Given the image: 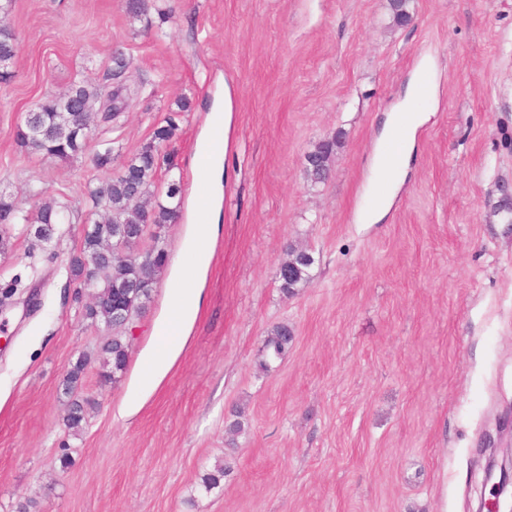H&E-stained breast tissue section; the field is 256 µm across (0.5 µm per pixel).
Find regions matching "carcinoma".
Segmentation results:
<instances>
[{
  "label": "carcinoma",
  "mask_w": 512,
  "mask_h": 512,
  "mask_svg": "<svg viewBox=\"0 0 512 512\" xmlns=\"http://www.w3.org/2000/svg\"><path fill=\"white\" fill-rule=\"evenodd\" d=\"M17 54V41L14 34L0 30V82L12 77L6 71ZM116 69L107 74L102 82L87 85L83 82L73 84L62 95L47 94L35 106L34 111L41 114L40 132L30 126V120H24L25 126L17 130V139L24 145L50 158L68 160L84 153L92 135V115L96 105L107 101L113 112H120L126 106L122 97V88H112V79L118 78L124 71L125 62L120 56L113 58ZM84 113V129L77 130L67 124L62 113L68 109ZM176 130L175 117L170 115L164 124L155 128L152 139L144 144L138 153L129 157L121 169L112 175V179L102 186L88 189L91 208L86 223L91 229L85 232L80 248L68 261L70 278L77 280L82 271V260L95 253L98 256V276L96 296L106 294L125 297V303L137 312L145 308L150 301L151 292L161 274L168 265V253L159 245L160 232L168 224L181 216L180 182L171 179L167 182L165 196L168 202L159 200L151 188L156 186L161 172L171 173L175 166L168 155L162 153L160 146L168 141ZM341 133L315 144L305 157L307 178L314 182L327 179L336 151L341 148ZM99 149L92 161L97 169H105L113 162L112 148L107 141L99 139ZM69 206L59 202H45L34 210L21 208L12 195L0 193V224L3 226L21 224L23 231L44 244L54 240L57 226L70 223ZM151 235L153 244L144 252L138 253L136 262L128 264L123 259L112 258L113 241L120 240L128 253L146 235ZM314 258L306 250L288 247L287 259L281 263L282 273L278 275L279 288L288 294H295L308 280V269ZM116 316L114 308L103 303H91L86 306V317L94 322L101 321L113 326ZM293 334L286 325L275 327L264 341L263 351L268 359H280L291 345ZM105 380L125 372L128 364V346L118 339L112 340L104 348ZM86 364L80 358L69 370L65 379V393L73 394L78 387ZM84 402L71 401L67 414L63 418L65 427L73 435L80 433L85 422Z\"/></svg>",
  "instance_id": "carcinoma-1"
}]
</instances>
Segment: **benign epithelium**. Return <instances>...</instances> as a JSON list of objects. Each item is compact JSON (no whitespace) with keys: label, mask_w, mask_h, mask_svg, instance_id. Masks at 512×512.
<instances>
[{"label":"benign epithelium","mask_w":512,"mask_h":512,"mask_svg":"<svg viewBox=\"0 0 512 512\" xmlns=\"http://www.w3.org/2000/svg\"><path fill=\"white\" fill-rule=\"evenodd\" d=\"M496 433V443L479 449L491 498H480L478 512H512V414L498 422Z\"/></svg>","instance_id":"7a95c632"}]
</instances>
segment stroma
Returning a JSON list of instances; mask_svg holds the SVG:
<instances>
[{"label":"stroma","mask_w":512,"mask_h":512,"mask_svg":"<svg viewBox=\"0 0 512 512\" xmlns=\"http://www.w3.org/2000/svg\"><path fill=\"white\" fill-rule=\"evenodd\" d=\"M171 4L159 28L126 0H14L0 18L20 42L0 82V191L27 210L55 200L76 213L58 259L39 263L34 305L0 312V512H476V450L512 409V224L492 213L512 187V0H410L402 25L390 0ZM117 50L127 87H150L105 138L125 160L176 113L161 149L183 212L210 204L198 136L225 88L235 102L204 304L129 414L171 278L129 326L88 319L68 257L87 186L111 173L91 163L97 142L60 161L16 138L43 93L101 82ZM423 64L430 119L387 217L362 223L381 189L378 136ZM338 133L329 179L311 183L306 153ZM291 245L315 262L289 296L278 269ZM40 251L13 227L0 283ZM280 324L294 340L266 371L263 342ZM116 336L128 365L105 384L100 355ZM83 355L76 396L89 407L74 436L63 379ZM237 419L244 429L230 433ZM218 463L226 473L205 490Z\"/></svg>","instance_id":"stroma-1"}]
</instances>
